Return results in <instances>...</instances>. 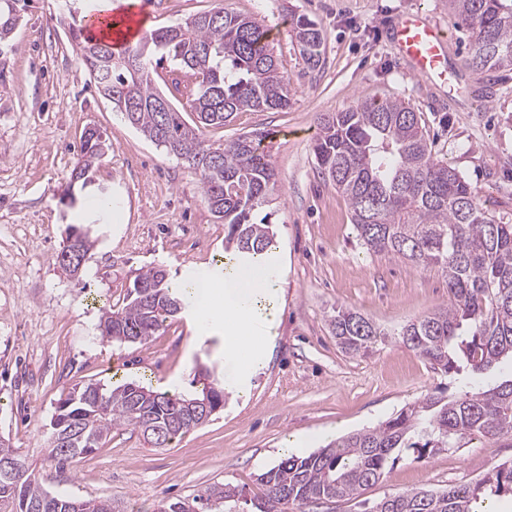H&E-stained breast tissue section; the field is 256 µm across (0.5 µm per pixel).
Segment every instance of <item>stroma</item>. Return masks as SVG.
<instances>
[{"instance_id": "1", "label": "stroma", "mask_w": 512, "mask_h": 512, "mask_svg": "<svg viewBox=\"0 0 512 512\" xmlns=\"http://www.w3.org/2000/svg\"><path fill=\"white\" fill-rule=\"evenodd\" d=\"M271 32L294 95L286 110L241 112L203 131L215 144L246 132H270L277 186L257 216H269L272 295L256 323L274 337L249 375L224 354V329H197L192 312L167 321L143 343L101 340V308L120 303L136 270L164 267L171 278L224 274V225L199 188V174L126 123L84 70L68 29L70 10L89 0H27L0 47V436L33 463L48 491L109 498L121 512H156L161 501H188L215 484L259 499L260 474L276 465L294 435L311 449L331 435L372 428L429 394L466 390L464 376L435 371L397 332L449 306L440 271L367 251L351 223L348 200L322 178L312 152L318 118L384 96L414 106L432 152L479 193L496 221L512 224V79L485 96L466 62L468 44L448 14V0H224ZM420 11L447 30L455 89L415 76L388 34L392 20ZM325 32L324 62L309 71L292 42L291 15ZM94 127L108 149L96 181L74 204L59 194L78 161L82 135ZM111 198L114 214L90 209ZM71 224L85 225L95 246L78 278L59 263ZM350 308L385 330L366 355L343 351L331 333L336 308ZM224 375V408L211 421L152 448L137 430L85 457L81 470L58 467L46 435L62 393L88 382H125L194 393L196 363ZM512 460V440L476 438L430 459L387 467L351 501L289 505L287 512H371L385 496L467 485Z\"/></svg>"}]
</instances>
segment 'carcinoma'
<instances>
[{
  "label": "carcinoma",
  "mask_w": 512,
  "mask_h": 512,
  "mask_svg": "<svg viewBox=\"0 0 512 512\" xmlns=\"http://www.w3.org/2000/svg\"><path fill=\"white\" fill-rule=\"evenodd\" d=\"M19 0H0V43L17 21ZM448 11L470 33L468 65L489 86L512 73V0H448ZM73 41L104 96L126 97L133 111L125 121L166 152L187 160L200 173V189L215 215L224 220V250L230 262H258L274 243L272 225L254 213L276 184L263 147L265 135L242 134L213 148L200 126H222L239 112L284 110L290 80L280 71L269 31L259 21L219 5L183 24L151 31L122 53L112 44L70 23ZM294 40L309 68L320 64L325 35L305 15L292 19ZM179 73L174 88L156 87L159 71ZM183 100L197 114L190 124L172 101ZM312 151L321 174L351 206L358 239L368 250L440 270L451 305L404 327L401 341L442 373L464 372L478 383L505 360H512V224L489 213L474 188L447 163L435 158L415 108L395 97L357 102L320 118ZM81 160L73 178L94 171L104 141L85 131ZM83 225L68 226L60 256L80 268L93 248ZM198 280L172 282L160 267L142 270L126 290L122 305L101 309L102 339L142 343L181 312L188 289ZM337 344L365 355L387 333L351 309L330 320ZM200 392L153 390L128 382L102 391L96 383L61 395L47 445L60 463L92 453L112 429L132 426L153 448L203 424L195 415L206 401L224 408V382L206 366L193 381ZM493 443L512 439V378L476 386L454 398L428 395L402 408L379 426L336 439L306 456H286L259 475L263 487L257 512H285L292 503L345 501L383 478L389 463L435 456L471 436ZM20 462L17 473L0 472V512H117L110 499L74 498L46 491L20 460L10 441L0 438V461ZM241 493L214 484L196 495L192 512H212L224 504L238 512ZM512 500V462L502 463L472 484L442 490H411L389 496L372 512H483L495 500Z\"/></svg>",
  "instance_id": "cac0c4a2"
}]
</instances>
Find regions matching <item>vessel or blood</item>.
<instances>
[{
    "label": "vessel or blood",
    "instance_id": "1",
    "mask_svg": "<svg viewBox=\"0 0 512 512\" xmlns=\"http://www.w3.org/2000/svg\"><path fill=\"white\" fill-rule=\"evenodd\" d=\"M149 19L143 4L131 6L128 13L114 14L113 49L120 52L132 45L145 33ZM391 38L415 75L448 85L453 83L446 54L447 34L424 15L414 12L398 18L391 27Z\"/></svg>",
    "mask_w": 512,
    "mask_h": 512
}]
</instances>
